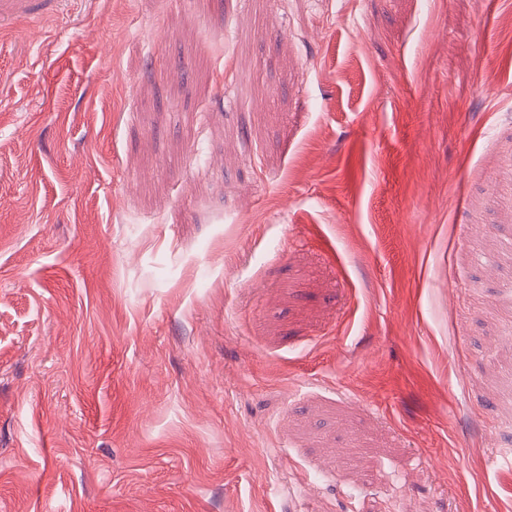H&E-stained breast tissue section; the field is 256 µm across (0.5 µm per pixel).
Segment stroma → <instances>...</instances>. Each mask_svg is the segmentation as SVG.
Returning <instances> with one entry per match:
<instances>
[{"label": "stroma", "mask_w": 512, "mask_h": 512, "mask_svg": "<svg viewBox=\"0 0 512 512\" xmlns=\"http://www.w3.org/2000/svg\"><path fill=\"white\" fill-rule=\"evenodd\" d=\"M512 0H32L0 26V512H512Z\"/></svg>", "instance_id": "35a3bbf8"}]
</instances>
